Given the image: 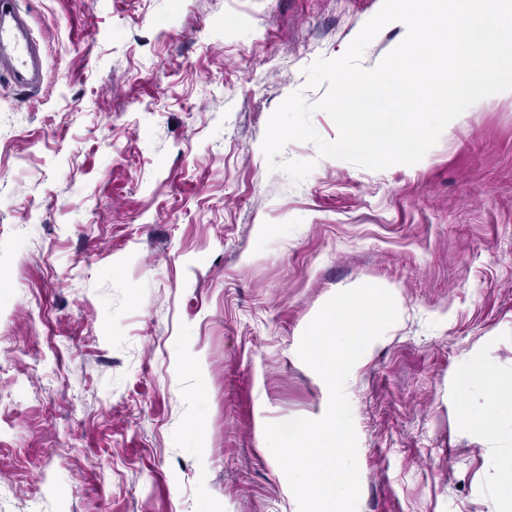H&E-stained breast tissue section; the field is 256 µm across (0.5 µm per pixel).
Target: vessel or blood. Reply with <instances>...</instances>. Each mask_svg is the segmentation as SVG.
Returning a JSON list of instances; mask_svg holds the SVG:
<instances>
[{
    "instance_id": "obj_1",
    "label": "vessel or blood",
    "mask_w": 512,
    "mask_h": 512,
    "mask_svg": "<svg viewBox=\"0 0 512 512\" xmlns=\"http://www.w3.org/2000/svg\"><path fill=\"white\" fill-rule=\"evenodd\" d=\"M0 70L27 91L41 85L42 57L17 0H0Z\"/></svg>"
}]
</instances>
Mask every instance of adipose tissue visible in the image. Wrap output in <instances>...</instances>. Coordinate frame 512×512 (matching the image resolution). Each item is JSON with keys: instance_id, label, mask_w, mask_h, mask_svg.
<instances>
[{"instance_id": "obj_1", "label": "adipose tissue", "mask_w": 512, "mask_h": 512, "mask_svg": "<svg viewBox=\"0 0 512 512\" xmlns=\"http://www.w3.org/2000/svg\"><path fill=\"white\" fill-rule=\"evenodd\" d=\"M474 388L489 396L490 411L479 413L466 405L461 411L467 423L486 441L501 473L491 512H512V432H505L500 425L501 417H512V377H503L483 363L474 362L462 375L459 394L467 396Z\"/></svg>"}]
</instances>
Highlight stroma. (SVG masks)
Segmentation results:
<instances>
[{
    "instance_id": "1",
    "label": "stroma",
    "mask_w": 512,
    "mask_h": 512,
    "mask_svg": "<svg viewBox=\"0 0 512 512\" xmlns=\"http://www.w3.org/2000/svg\"><path fill=\"white\" fill-rule=\"evenodd\" d=\"M383 0H20L44 51L0 72V512H298L263 436L318 418L298 355L336 291L400 317L351 384L358 512H488L461 420L478 360L512 376V94L417 164L268 168L275 109Z\"/></svg>"
}]
</instances>
